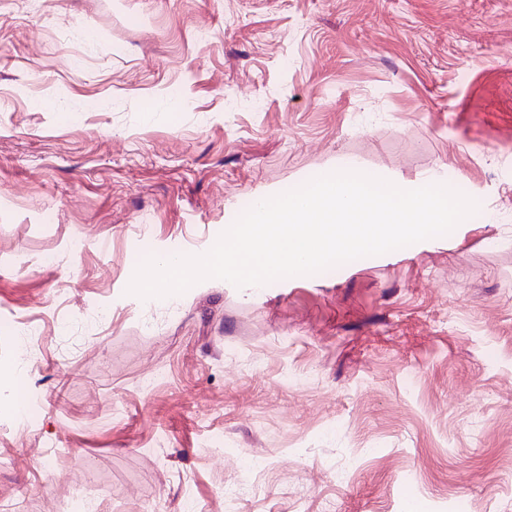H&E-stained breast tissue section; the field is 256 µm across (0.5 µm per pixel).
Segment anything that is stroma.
Listing matches in <instances>:
<instances>
[{"instance_id": "obj_1", "label": "stroma", "mask_w": 512, "mask_h": 512, "mask_svg": "<svg viewBox=\"0 0 512 512\" xmlns=\"http://www.w3.org/2000/svg\"><path fill=\"white\" fill-rule=\"evenodd\" d=\"M40 2L0 0V512H512V0ZM345 156L496 220L127 294Z\"/></svg>"}]
</instances>
